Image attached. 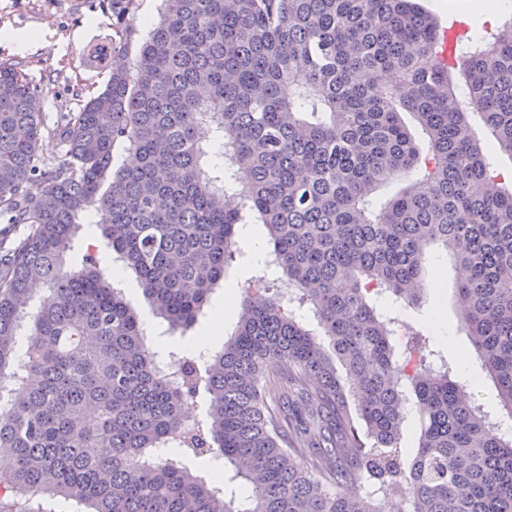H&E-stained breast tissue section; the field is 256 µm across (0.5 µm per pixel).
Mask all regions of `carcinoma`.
<instances>
[{
    "mask_svg": "<svg viewBox=\"0 0 512 512\" xmlns=\"http://www.w3.org/2000/svg\"><path fill=\"white\" fill-rule=\"evenodd\" d=\"M163 2L131 59L136 0H111L110 74L64 116L57 164L39 156V96L0 64V236L27 230L0 246V512L60 500L74 512H380L379 491L406 494L403 512H512V438L454 375L476 358L512 410V172L487 156L512 157V18L482 43H453L444 65L443 27L416 0ZM118 143L137 166L112 168ZM394 181L402 190L374 208ZM91 207L101 241L73 268ZM248 216L268 227L266 260L318 331L251 280L234 338L203 372L174 360L172 380L100 248L184 331L241 254ZM435 246L453 256L470 342L454 363L419 332L394 351L398 319L373 304L421 301ZM202 390L209 408L194 418ZM409 390L420 437L407 463ZM155 448L230 464L252 487L248 509ZM362 481L376 489L346 492Z\"/></svg>",
    "mask_w": 512,
    "mask_h": 512,
    "instance_id": "1",
    "label": "carcinoma"
}]
</instances>
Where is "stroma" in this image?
I'll list each match as a JSON object with an SVG mask.
<instances>
[{"label": "stroma", "mask_w": 512, "mask_h": 512, "mask_svg": "<svg viewBox=\"0 0 512 512\" xmlns=\"http://www.w3.org/2000/svg\"><path fill=\"white\" fill-rule=\"evenodd\" d=\"M36 39L22 52L11 44L0 43V61L20 65L36 89L43 105L44 126L39 154L42 160L57 163L62 150L56 129L62 113L74 112L91 96L101 91L107 72L91 75L83 61L89 50L112 35V11L109 0H0V28ZM241 257L229 268L224 283L240 289L256 275L259 253L268 252L270 236L265 225L247 224L238 231ZM426 280L438 281L439 286L427 290L424 303L408 307L394 302L392 297L381 299V306L397 316L398 332L394 346H402L408 333L418 329L427 336L436 350L448 359L469 346L467 336L459 329V315L455 302L453 259L445 251H428ZM127 299L140 317L146 318V328L152 338L162 340L164 351L185 353L188 343L203 336L209 326L208 317H201L197 325L185 335H173L162 319L154 317L145 300L142 288L134 275L122 279Z\"/></svg>", "instance_id": "35a3bbf8"}]
</instances>
